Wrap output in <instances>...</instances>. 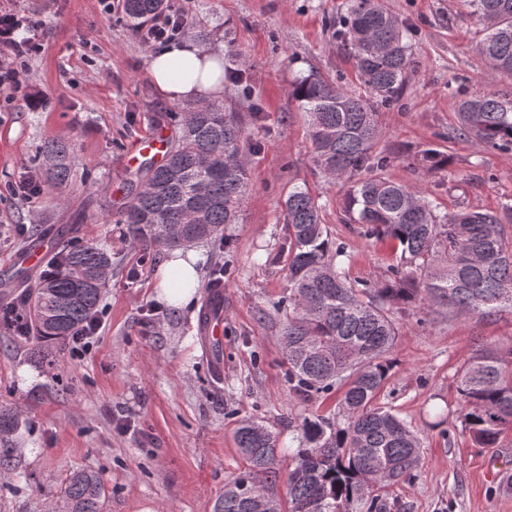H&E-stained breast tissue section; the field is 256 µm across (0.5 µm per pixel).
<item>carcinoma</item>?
<instances>
[{
  "label": "carcinoma",
  "instance_id": "cac0c4a2",
  "mask_svg": "<svg viewBox=\"0 0 512 512\" xmlns=\"http://www.w3.org/2000/svg\"><path fill=\"white\" fill-rule=\"evenodd\" d=\"M167 0H126L138 26ZM483 24L477 54L512 74V0H468ZM342 38L353 53L368 95L349 92L317 72L298 77L291 99L305 114L315 161L325 179L345 181L344 212L366 240L395 243L396 263L377 288L352 283L343 271L345 245L330 238L320 198L296 185L284 202L288 236V315L284 360L291 389H343L345 426L328 418L301 423L287 465L288 510L274 493L281 449L263 421L248 416L236 430L247 474L224 485L214 512H392L382 491L417 477L420 442L392 410L376 403L399 335L397 308L415 296L432 312L512 315V204L497 211L463 207L441 215L419 186L386 178L387 156L373 151L377 109L400 99L407 79L410 29L379 0H350ZM459 131L480 149L512 150V98L478 92L457 105ZM257 143L217 102L192 107L166 142V158L145 162L127 180L119 206L105 221L119 224L131 247H178L218 240L239 223L248 189V157ZM70 144L48 139L36 191L60 190L71 177ZM363 172L368 176L354 179ZM112 268L102 244L66 243L29 290L17 332L66 340L92 316ZM463 424L481 448H493L512 429V350L477 355L458 372ZM17 411L0 408V472L18 468L22 450ZM59 512H104L105 486L92 470L70 474Z\"/></svg>",
  "mask_w": 512,
  "mask_h": 512
}]
</instances>
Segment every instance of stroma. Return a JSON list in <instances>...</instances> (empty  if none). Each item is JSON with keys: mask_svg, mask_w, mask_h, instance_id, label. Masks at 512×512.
<instances>
[{"mask_svg": "<svg viewBox=\"0 0 512 512\" xmlns=\"http://www.w3.org/2000/svg\"><path fill=\"white\" fill-rule=\"evenodd\" d=\"M185 16L182 41L215 46L246 82H225L220 97L259 145L249 157L250 187L242 221L229 225L230 246L195 249L200 285L192 306L158 297L154 276L166 251L132 248L105 210L119 204L134 139L158 130L185 102L155 90L145 46L125 11L100 0H0V9L35 13L44 49L29 62L31 106L0 110V276L28 244L17 232L51 228L74 244L107 243L113 266L100 308L104 324L84 360L68 343H36L0 325V407L23 421V476L0 475V512H54L69 473L93 470L107 493L105 512H213L224 485L243 474L235 431L255 416L297 448L289 420L338 416L339 392L291 391L280 335L288 292L282 207L289 190L307 185L323 206L333 240L346 246L350 280L378 286L395 257L389 244L363 239L347 223V185L318 170L307 125L290 104L293 80L309 71L364 93L355 61L337 32L346 0H171ZM412 29L411 68L399 101L378 110L374 150L389 156L387 177L422 185L440 213L465 205L498 210L512 202V151L479 150L459 136L457 101L488 90L512 94V76L497 73L475 49L482 24L465 0H381ZM259 104L254 115L250 106ZM59 138L71 145V181L62 192L13 195L12 184L43 170L39 149ZM434 148L449 163L426 170ZM225 267L224 370L214 373L198 332L201 301L217 267ZM139 271L129 282L128 269ZM394 367L377 401L420 439L418 477L390 488L396 512H512V430L496 447L476 445L461 423L459 369L483 351L512 349V316L420 314L401 306ZM129 421V431L119 424ZM498 477H491L488 463Z\"/></svg>", "mask_w": 512, "mask_h": 512, "instance_id": "stroma-1", "label": "stroma"}]
</instances>
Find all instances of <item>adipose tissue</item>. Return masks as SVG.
Instances as JSON below:
<instances>
[{
  "mask_svg": "<svg viewBox=\"0 0 512 512\" xmlns=\"http://www.w3.org/2000/svg\"><path fill=\"white\" fill-rule=\"evenodd\" d=\"M222 53L219 49L192 43H172L150 56L149 74L160 95L171 100L198 102L222 94ZM196 251L176 250L159 266L155 288L164 300L176 307L191 304L198 282ZM187 280L184 288L173 287L171 271Z\"/></svg>",
  "mask_w": 512,
  "mask_h": 512,
  "instance_id": "adipose-tissue-1",
  "label": "adipose tissue"
}]
</instances>
